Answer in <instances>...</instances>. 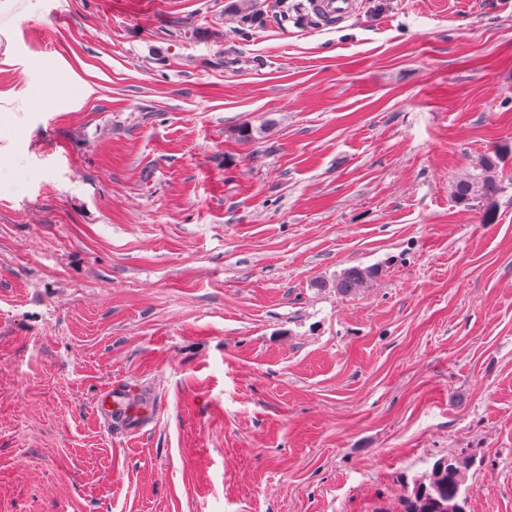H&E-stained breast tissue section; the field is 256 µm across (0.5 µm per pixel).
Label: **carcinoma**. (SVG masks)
Listing matches in <instances>:
<instances>
[{
	"label": "carcinoma",
	"instance_id": "carcinoma-1",
	"mask_svg": "<svg viewBox=\"0 0 512 512\" xmlns=\"http://www.w3.org/2000/svg\"><path fill=\"white\" fill-rule=\"evenodd\" d=\"M500 162L496 151L481 155L472 170L454 183L452 194L456 202L480 208L504 193L507 185ZM372 275L370 269L351 267L341 272L329 287L350 294L363 287ZM464 483V462L452 456L440 459L430 474L415 482L406 495L405 512H466L468 489Z\"/></svg>",
	"mask_w": 512,
	"mask_h": 512
}]
</instances>
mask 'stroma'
I'll return each mask as SVG.
<instances>
[{
  "instance_id": "stroma-1",
  "label": "stroma",
  "mask_w": 512,
  "mask_h": 512,
  "mask_svg": "<svg viewBox=\"0 0 512 512\" xmlns=\"http://www.w3.org/2000/svg\"><path fill=\"white\" fill-rule=\"evenodd\" d=\"M284 2L7 10L0 512H512V0ZM311 8L327 21L347 18L352 11V0H311ZM498 151L481 155L472 170L453 185L452 194L457 203L481 208L489 205L508 187L500 167ZM373 271L367 268L351 267L341 272L335 280L329 284V288H336L338 293L350 294L358 288H363L372 277ZM131 391L119 385H110L96 403L97 414L106 425L133 424L142 419L140 408L134 403ZM464 464L452 456L435 462L430 474L406 495L404 512H467Z\"/></svg>"
}]
</instances>
